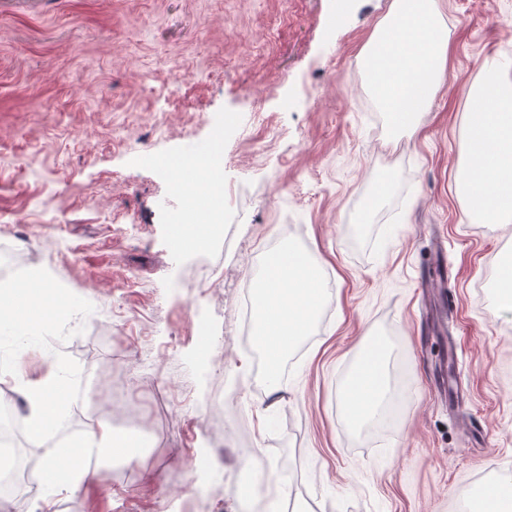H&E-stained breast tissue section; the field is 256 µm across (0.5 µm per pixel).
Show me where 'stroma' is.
<instances>
[{
    "label": "stroma",
    "instance_id": "obj_1",
    "mask_svg": "<svg viewBox=\"0 0 512 512\" xmlns=\"http://www.w3.org/2000/svg\"><path fill=\"white\" fill-rule=\"evenodd\" d=\"M392 2L0 0V254L73 289L50 346L93 395L96 369L132 371L145 440L102 449L111 496L84 486L57 512H170L169 488L199 492L196 455L212 466L207 512H453L512 482V306L494 291L512 222H470L455 193L470 90L489 59L512 60V0H438L448 75L416 136L368 109L365 50ZM224 112L240 122L224 234L196 256L174 243L168 175L142 158L207 143ZM278 238L314 259L323 310L270 376L239 316ZM439 250L443 294L420 287ZM374 336L395 342L373 358ZM369 357L392 441L346 418L342 372ZM247 453L282 480L247 494Z\"/></svg>",
    "mask_w": 512,
    "mask_h": 512
}]
</instances>
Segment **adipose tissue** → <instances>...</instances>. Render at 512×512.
<instances>
[{
	"mask_svg": "<svg viewBox=\"0 0 512 512\" xmlns=\"http://www.w3.org/2000/svg\"><path fill=\"white\" fill-rule=\"evenodd\" d=\"M393 15L400 23L397 30L400 44L393 47V55H401L402 47L407 43H416L420 48L415 58L406 59L401 82L411 86L416 79H424L427 94L412 92L405 97L392 94L390 72L382 56L374 52L366 54L367 67L375 77L383 109L391 112L396 123L415 133L420 129L414 120L415 113L423 110L429 100V92L435 91L445 81L449 41L430 0H396ZM472 95L485 100L488 107L475 115L472 134L464 151L466 174L457 182L456 193L475 202L474 221L497 224L512 220V81L503 82L497 63H490L485 69L483 82L473 89ZM280 262V257H273L271 265L256 274L261 304L258 334L262 337L280 332V310L272 295L273 267ZM37 322L36 314L30 311L11 321L0 322V334L8 338L7 343L0 345L1 364H11L30 349L40 346L41 339L35 334ZM364 372L365 366L359 362L350 364L344 371L348 417L354 425L372 433L390 434L394 425L388 402L378 396L373 386L364 383ZM63 375V364L50 357L40 377L21 380L29 404L21 423L37 429L42 437L47 489L43 512H54L56 497L61 492L90 482L88 471L61 467L59 435L67 427L69 416L60 409L53 388L62 383Z\"/></svg>",
	"mask_w": 512,
	"mask_h": 512,
	"instance_id": "obj_1",
	"label": "adipose tissue"
}]
</instances>
